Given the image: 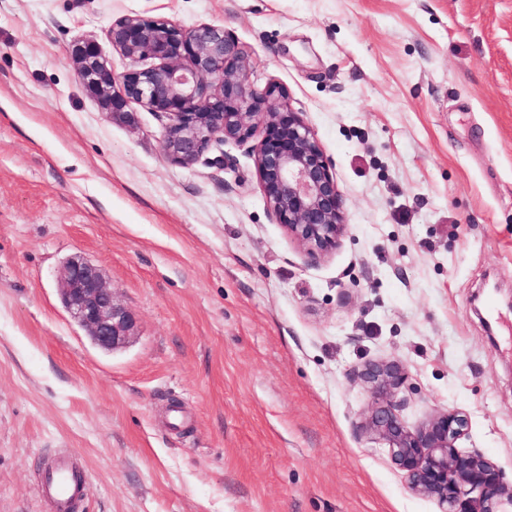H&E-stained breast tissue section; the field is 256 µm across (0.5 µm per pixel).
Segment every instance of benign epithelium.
<instances>
[{"instance_id":"7a95c632","label":"benign epithelium","mask_w":512,"mask_h":512,"mask_svg":"<svg viewBox=\"0 0 512 512\" xmlns=\"http://www.w3.org/2000/svg\"><path fill=\"white\" fill-rule=\"evenodd\" d=\"M109 38L136 67L115 74L92 41L76 42L72 55L84 89L112 118L132 122V103L166 118L162 150L186 168L215 144L260 135L252 156L277 223L311 259L340 244L347 230L343 198L313 129L289 107L284 87L272 84L261 93L250 87L245 53L224 28L125 16L112 23ZM148 59L153 64L140 65ZM60 292L99 350L111 353L132 337L135 317L117 303L97 265L80 256L68 260ZM356 375L372 397L357 431L386 449L412 492L436 501L441 512H512V478L482 451L459 450L470 426L464 412L440 409L411 429L401 416V365L368 364Z\"/></svg>"}]
</instances>
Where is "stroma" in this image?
Listing matches in <instances>:
<instances>
[{
    "instance_id": "35a3bbf8",
    "label": "stroma",
    "mask_w": 512,
    "mask_h": 512,
    "mask_svg": "<svg viewBox=\"0 0 512 512\" xmlns=\"http://www.w3.org/2000/svg\"><path fill=\"white\" fill-rule=\"evenodd\" d=\"M124 16L222 27L254 90L287 89L344 199L336 250L288 237L250 145L184 168L161 118L85 92L73 44L124 73ZM74 256L135 316L124 348L66 311ZM382 360L409 427L464 411L463 449L512 472V0H0V512H50L64 448L78 512H439L356 430L352 372ZM85 483L68 452L55 457L53 468L41 480L37 492L53 512H73L84 497Z\"/></svg>"
}]
</instances>
